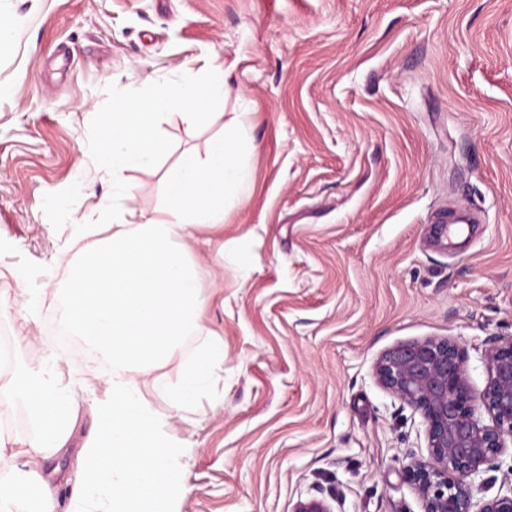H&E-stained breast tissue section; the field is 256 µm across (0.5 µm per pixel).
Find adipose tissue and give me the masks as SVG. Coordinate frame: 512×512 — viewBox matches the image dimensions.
<instances>
[{
    "label": "adipose tissue",
    "instance_id": "obj_1",
    "mask_svg": "<svg viewBox=\"0 0 512 512\" xmlns=\"http://www.w3.org/2000/svg\"><path fill=\"white\" fill-rule=\"evenodd\" d=\"M225 80L190 88L171 78L153 79L147 97L129 96L105 121L96 151L112 167V196L126 188L123 172L133 167L147 176L162 175L166 216L137 222L116 216L108 229L80 224L85 242L63 279L48 278L51 304L63 335L79 339L109 366L102 395L88 397L85 380L65 377V358L48 345L37 363H24L29 342L13 340L15 363L0 405L22 403L33 427L25 440L30 470L0 481V512L32 497L35 512H55L56 503L42 465L75 435L79 410L87 408L91 428L78 450L82 477L74 485L67 512H170L179 486V468L166 433V419L148 398L153 374L176 363L169 384V406L183 411L186 391L218 398L217 372L224 345L203 322L204 302L198 288V266L187 250L197 230L220 225L228 193L244 188L247 169L241 146L246 124L232 137L217 141L202 157L160 172L167 146L155 124L158 111L180 110L184 122H208L210 102L224 99ZM196 345L185 351V337Z\"/></svg>",
    "mask_w": 512,
    "mask_h": 512
}]
</instances>
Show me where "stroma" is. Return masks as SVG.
Returning <instances> with one entry per match:
<instances>
[{
  "label": "stroma",
  "mask_w": 512,
  "mask_h": 512,
  "mask_svg": "<svg viewBox=\"0 0 512 512\" xmlns=\"http://www.w3.org/2000/svg\"><path fill=\"white\" fill-rule=\"evenodd\" d=\"M0 16V279L27 290L0 337L41 356L70 217H165L135 169L113 200L91 150L106 113L154 78L227 75L211 125L158 124L165 171L241 114L254 145L249 194L189 243L224 397L170 419L172 508L290 512L320 487L341 512H422L403 467L424 427L374 365L450 336L481 388L489 339L512 335V0H0ZM454 210L477 218L456 241Z\"/></svg>",
  "instance_id": "obj_1"
}]
</instances>
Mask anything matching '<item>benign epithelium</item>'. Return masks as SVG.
Returning <instances> with one entry per match:
<instances>
[{"label": "benign epithelium", "instance_id": "7a95c632", "mask_svg": "<svg viewBox=\"0 0 512 512\" xmlns=\"http://www.w3.org/2000/svg\"><path fill=\"white\" fill-rule=\"evenodd\" d=\"M466 363L464 349L449 336L399 343L377 359L378 383L425 426L427 455L411 456L404 476L422 512H512V494L475 496L483 466L512 442V336L490 339L483 388L471 384ZM334 501L332 493L300 498L291 512H335Z\"/></svg>", "mask_w": 512, "mask_h": 512}]
</instances>
